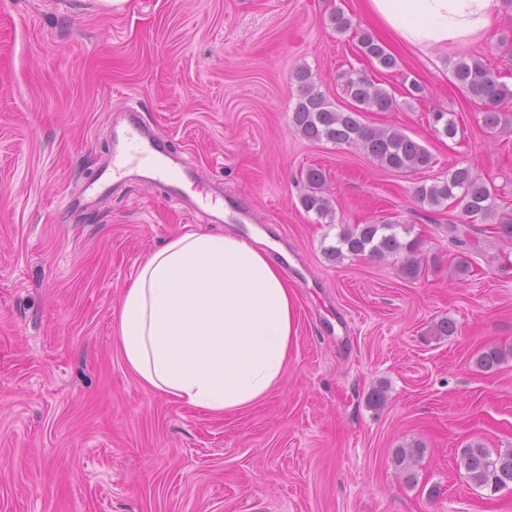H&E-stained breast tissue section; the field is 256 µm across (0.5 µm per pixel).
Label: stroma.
<instances>
[{
	"label": "stroma",
	"mask_w": 512,
	"mask_h": 512,
	"mask_svg": "<svg viewBox=\"0 0 512 512\" xmlns=\"http://www.w3.org/2000/svg\"><path fill=\"white\" fill-rule=\"evenodd\" d=\"M337 8L352 21L342 34ZM363 32L395 68L362 55ZM462 57L512 90V9L493 38L424 52L394 44L361 0H0V512H512V489L467 485L456 466L473 440L512 448V244L456 243L457 208L412 199L468 166L512 218V100L487 128L454 84ZM303 68L343 110L342 73L386 88L396 106L362 122L400 129L430 167L387 171L358 146L298 133ZM131 105L193 169L192 192L219 189L243 222L131 173L87 199ZM439 111L455 137L429 127ZM311 167L326 175L323 217L300 203ZM381 221L420 241L418 279L398 256L328 255L343 228ZM243 226L302 266L298 334L277 388L211 415L127 370L113 312L173 234ZM444 317L454 335L437 334ZM487 345L510 352L497 370L475 362ZM378 387L381 405L368 400ZM402 447L421 451L408 471L394 463Z\"/></svg>",
	"instance_id": "1"
}]
</instances>
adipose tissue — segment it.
Wrapping results in <instances>:
<instances>
[{"instance_id": "1", "label": "adipose tissue", "mask_w": 512, "mask_h": 512, "mask_svg": "<svg viewBox=\"0 0 512 512\" xmlns=\"http://www.w3.org/2000/svg\"><path fill=\"white\" fill-rule=\"evenodd\" d=\"M401 45L430 50L486 36L501 0H366ZM127 369L157 394L221 415L283 381L297 306L288 277L254 237L192 230L140 264L115 311Z\"/></svg>"}]
</instances>
